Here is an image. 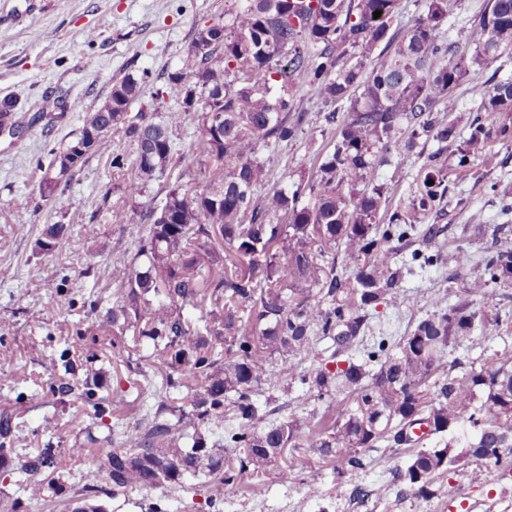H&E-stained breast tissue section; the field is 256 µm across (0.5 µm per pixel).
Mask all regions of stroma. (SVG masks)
<instances>
[{"label": "stroma", "instance_id": "stroma-1", "mask_svg": "<svg viewBox=\"0 0 512 512\" xmlns=\"http://www.w3.org/2000/svg\"><path fill=\"white\" fill-rule=\"evenodd\" d=\"M234 0H0V110L22 125L21 136L0 134V323L10 330L0 339V410L17 415L22 427L18 447L36 451L45 443L71 447L83 437L94 416L92 407L73 398L58 400L48 392L58 373L56 352L73 344L80 375L100 373L105 385L116 383L112 339L84 336L75 329L85 319L89 294L112 305L116 286L108 266L133 250L130 232L111 220V211L126 196L121 179L112 174L113 153L129 151L121 137L108 140L65 190L46 198L40 193V164L50 150L67 144L92 110L125 76L137 78L140 96L131 113L154 120L177 110L175 100H159L156 92L169 72L180 65L197 29L222 22ZM487 0H456L446 37L465 46L480 37L477 25ZM82 99L83 112L50 120L58 100ZM296 102L309 111V122L297 142L272 148L278 173L288 182L310 180L332 131L316 108L313 88L303 87ZM436 160L448 175V194L438 210L414 215L418 224H446L450 231L436 264L405 274L392 300L379 306L370 320L375 336H400L430 313L434 298L445 307L473 301L484 322L470 343L449 350L457 364L454 377L465 376L487 360H512V281L488 283L484 295L473 296L470 284L483 276L484 260L499 249H512V139L492 138L485 155L458 172L454 148L436 142L406 152L394 145L380 179L391 188L393 207L407 210L418 188L419 174ZM69 225L67 239L53 252L34 249L46 225ZM471 253L472 264L458 272L450 259L456 248ZM19 381L8 384L7 376ZM285 416L309 423L328 415L327 401L300 381L280 395ZM55 425L47 433L46 425ZM408 448L363 452L358 467L299 453L296 478L280 482L276 472L225 486L220 512H512V471L487 482L479 466L461 462L437 476L432 494L422 499L396 480L405 467Z\"/></svg>", "mask_w": 512, "mask_h": 512}]
</instances>
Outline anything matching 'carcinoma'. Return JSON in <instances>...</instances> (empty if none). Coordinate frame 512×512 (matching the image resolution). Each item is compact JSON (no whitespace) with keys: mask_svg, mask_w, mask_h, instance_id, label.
Instances as JSON below:
<instances>
[{"mask_svg":"<svg viewBox=\"0 0 512 512\" xmlns=\"http://www.w3.org/2000/svg\"><path fill=\"white\" fill-rule=\"evenodd\" d=\"M398 0H236L226 23L198 29L180 66L158 90L180 103L165 121L131 115L138 80L125 77L86 113L79 134L53 153L40 192L52 197L118 134L131 154L112 157L128 203L112 211L115 224L135 233V252L109 266L118 285L114 303L89 297L92 326L112 336L113 360L147 407L145 423H123L128 391L103 390L95 376L74 375L69 349L59 355L64 375L51 395L73 396L89 405L105 428L60 449L47 443L31 454L14 447L20 423L0 412V476L12 475L29 502L61 490L76 461L100 460L97 474L68 499L69 512H109L110 501L134 490L169 492L188 478L218 486L262 477L280 460V478L294 472L290 454L304 448L354 465L358 454L385 443L415 448L396 479L423 499L432 479L470 460L484 473L512 464V365L490 360L462 380L450 376L448 348L471 341L478 312L461 302L419 319L393 341L366 344L371 312L388 303L402 279L395 258L421 236L434 242L435 224H411L389 213L390 195L378 169L392 145L408 150L419 141L444 144L458 137L445 113L456 111V89L470 71L512 51V0H488L478 19L482 33L470 51L445 37L450 0H422L423 11L402 29ZM381 12L374 18V12ZM378 55H373L375 49ZM310 86L334 135L312 179L293 190L277 186L265 152L296 140L308 110L296 92ZM477 111L512 110V76H491L477 90ZM343 108L338 116L334 106ZM197 119L189 146L204 185L183 171L151 206L138 202L146 188L184 159L173 129L184 117ZM111 126L78 161L73 147L92 131ZM512 138V128L487 125L476 116L458 151L457 167L481 155L492 136ZM447 174L424 168L414 211L439 207L448 192ZM308 194L311 203L300 204ZM288 216V223L279 217ZM67 225H49L35 247L52 251ZM341 261H336V255ZM489 280L512 278V250L485 262ZM197 311L192 317L186 308ZM138 337L152 363L132 359L125 337ZM334 346V367L321 358L320 341ZM318 366L294 376L297 357ZM279 369H272L273 362ZM165 390H152L156 373ZM298 378L332 398L336 412L311 427L285 417L270 421L282 406L260 401L289 378ZM187 393L190 411L178 405ZM464 438L436 442L406 434L425 424L428 435L453 431L464 416ZM238 425L224 429V420ZM24 456L20 469L14 457Z\"/></svg>","mask_w":512,"mask_h":512,"instance_id":"carcinoma-1","label":"carcinoma"}]
</instances>
